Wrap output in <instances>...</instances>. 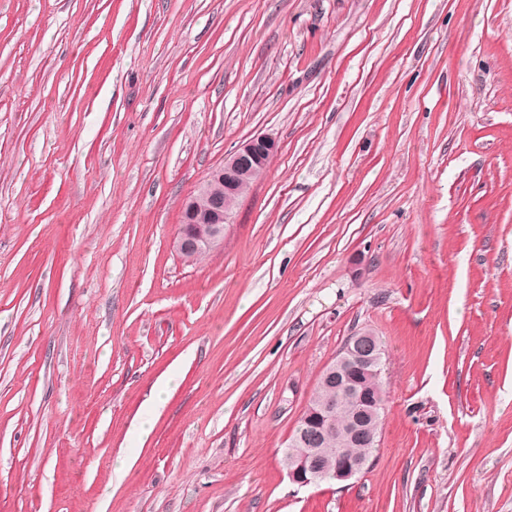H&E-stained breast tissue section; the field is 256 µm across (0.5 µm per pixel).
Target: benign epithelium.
Returning <instances> with one entry per match:
<instances>
[{"mask_svg":"<svg viewBox=\"0 0 512 512\" xmlns=\"http://www.w3.org/2000/svg\"><path fill=\"white\" fill-rule=\"evenodd\" d=\"M276 151V141L272 137L258 135L252 138L226 157L224 165L186 199L175 241L180 255H205L224 247V225L231 223L239 197L253 173L267 167ZM381 359V349L372 334L358 332L348 338L336 362L322 376L324 383L336 388V407H327L321 414L327 422L325 429L331 428L329 422L334 412H346L351 416L345 429L346 441L374 440L378 435L374 420L383 404L376 401L362 403L356 395L353 376L359 372L380 373ZM324 441L322 432L301 437L299 447L288 456V477L293 483L301 487L319 484L321 469L317 458L321 452L319 446ZM335 459L336 481L339 483L353 479L365 468V461L346 457L341 448L336 449Z\"/></svg>","mask_w":512,"mask_h":512,"instance_id":"1","label":"benign epithelium"}]
</instances>
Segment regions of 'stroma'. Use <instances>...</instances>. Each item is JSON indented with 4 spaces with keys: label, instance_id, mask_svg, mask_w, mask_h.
<instances>
[{
    "label": "stroma",
    "instance_id": "1",
    "mask_svg": "<svg viewBox=\"0 0 512 512\" xmlns=\"http://www.w3.org/2000/svg\"><path fill=\"white\" fill-rule=\"evenodd\" d=\"M360 330L379 450L298 486ZM0 512H512V0H0ZM276 151V141L272 137L258 135L252 138L226 157L224 165L186 199L175 241L180 256L205 255L224 247V224H231L239 197H243L264 175L265 171L259 168H266ZM215 187L224 190L215 191ZM176 381L175 375L168 376L156 388L153 396L147 400L141 410V421L137 432L139 436H146L152 428L153 414L163 403V395L167 393L170 386ZM333 406L327 407L324 409V413H318L321 415L324 423L327 422L325 426L324 433L327 432L331 428V416L334 413ZM309 427V425L303 422V418L298 420L297 426L295 427L289 443L288 447L284 450L283 455V463H286L287 454L291 452L294 448V441L297 437L298 433L304 428ZM323 432L316 433L311 437L301 436L300 445L288 456V477L292 480L293 483L298 484L301 487L308 485H317L321 481V469L317 465V458L320 452L324 448H313L318 447L325 441V435ZM340 437L335 432L331 434L328 444L325 448H336V464H335V473L336 480L332 475V471H330L321 482H331L337 481V483H345L358 474H360L365 468V461L361 459H351L347 458L343 453V448H339L340 446ZM320 482V483H321Z\"/></svg>",
    "mask_w": 512,
    "mask_h": 512
}]
</instances>
